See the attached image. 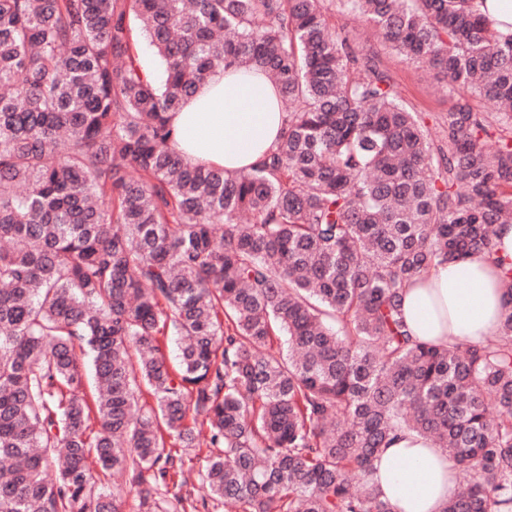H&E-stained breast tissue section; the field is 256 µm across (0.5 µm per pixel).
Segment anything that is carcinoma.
<instances>
[{"mask_svg":"<svg viewBox=\"0 0 512 512\" xmlns=\"http://www.w3.org/2000/svg\"><path fill=\"white\" fill-rule=\"evenodd\" d=\"M327 2L0 0V512H123L112 471L144 512H392L402 432L465 474L444 512H512V307L478 345L401 313L512 220V33L473 0H340L446 81L436 139ZM232 65L286 128L230 175L168 113ZM168 443L217 449L203 494Z\"/></svg>","mask_w":512,"mask_h":512,"instance_id":"1","label":"carcinoma"}]
</instances>
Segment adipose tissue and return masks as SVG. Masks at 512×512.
<instances>
[{
	"instance_id": "ef3b65f1",
	"label": "adipose tissue",
	"mask_w": 512,
	"mask_h": 512,
	"mask_svg": "<svg viewBox=\"0 0 512 512\" xmlns=\"http://www.w3.org/2000/svg\"><path fill=\"white\" fill-rule=\"evenodd\" d=\"M284 119L277 88L255 67L247 74L217 70L171 113L170 125L187 162L234 172L257 166L276 147ZM502 259L512 261V224L499 226L492 253H472L413 279L402 306L412 336L478 344L495 332L512 306L501 284ZM375 468L373 479L392 512H443L457 494L447 453L413 433L386 448Z\"/></svg>"
}]
</instances>
